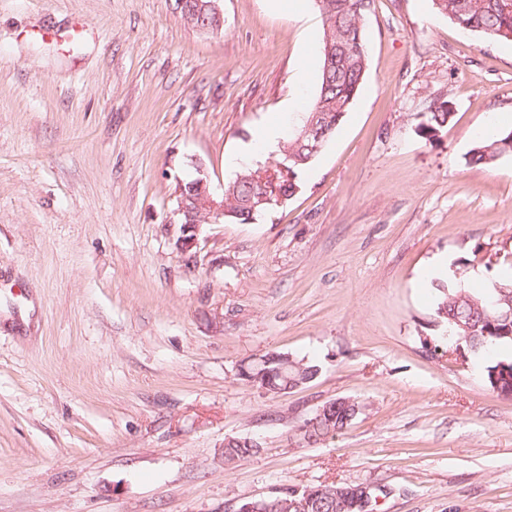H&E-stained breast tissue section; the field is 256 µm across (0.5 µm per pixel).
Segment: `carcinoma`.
I'll return each mask as SVG.
<instances>
[{
  "label": "carcinoma",
  "instance_id": "1",
  "mask_svg": "<svg viewBox=\"0 0 512 512\" xmlns=\"http://www.w3.org/2000/svg\"><path fill=\"white\" fill-rule=\"evenodd\" d=\"M374 0H323L316 5L323 22L319 86L310 111L326 112L335 123H340L350 108L364 78L367 55L361 23L371 10ZM436 8L465 30L478 32L496 41H512V0H432ZM452 102L442 101L424 114L420 123L422 134L429 138L452 120ZM512 156V131L479 139L469 153V163L491 167L501 158ZM307 164L293 168V176L260 179L269 165L249 167L239 172L224 186V208L242 224L251 221L246 207L249 198L261 194H276L290 198L298 189V178ZM436 323L448 336L463 343L474 352L502 346L512 347V281L498 282L482 294L458 285L441 291L435 308ZM466 324L465 331L459 324ZM267 374L257 386L274 391L285 384L280 352L265 354ZM356 418L354 406L344 403L331 405L324 414L309 424L303 439L316 442L330 434L346 429ZM257 453L248 440L232 439L224 450V461H240ZM358 485L336 484L315 487L319 495L309 512H340L338 492L355 496Z\"/></svg>",
  "mask_w": 512,
  "mask_h": 512
}]
</instances>
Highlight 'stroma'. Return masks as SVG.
Here are the masks:
<instances>
[{
  "label": "stroma",
  "mask_w": 512,
  "mask_h": 512,
  "mask_svg": "<svg viewBox=\"0 0 512 512\" xmlns=\"http://www.w3.org/2000/svg\"><path fill=\"white\" fill-rule=\"evenodd\" d=\"M221 6L204 35L173 0H0V512H234L339 483L380 487L377 512H512V398L434 325L443 287L512 279V156L468 163L512 113V43L374 0L361 90L295 196L203 225L190 260L176 179L202 161L219 194L271 163L246 145L291 137L319 82L314 4ZM269 352L319 373L240 379ZM339 397L361 413L305 442ZM232 438L260 450L225 465ZM452 102L443 100L437 107L424 114L425 119L420 123L422 134L428 138L435 137L437 133L452 120Z\"/></svg>",
  "instance_id": "obj_1"
}]
</instances>
